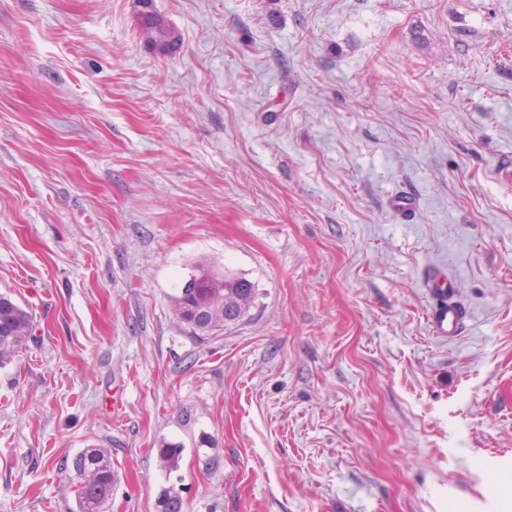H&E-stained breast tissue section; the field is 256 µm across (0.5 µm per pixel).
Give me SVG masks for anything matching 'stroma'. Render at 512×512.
Here are the masks:
<instances>
[{"label": "stroma", "mask_w": 512, "mask_h": 512, "mask_svg": "<svg viewBox=\"0 0 512 512\" xmlns=\"http://www.w3.org/2000/svg\"><path fill=\"white\" fill-rule=\"evenodd\" d=\"M154 3L164 57L136 0H0V293L35 323L0 512H70L92 445L112 512H512V0ZM198 262L257 289L204 341ZM139 19L140 28L147 30L149 33L146 44L150 49L156 44L162 46L176 45L179 40L178 36L163 17L156 12L154 4L152 12L146 18L140 16ZM436 288L441 289V298H437L436 326L441 336H459L464 322V315L455 300L456 290L448 279V288H441L439 283Z\"/></svg>", "instance_id": "35a3bbf8"}]
</instances>
